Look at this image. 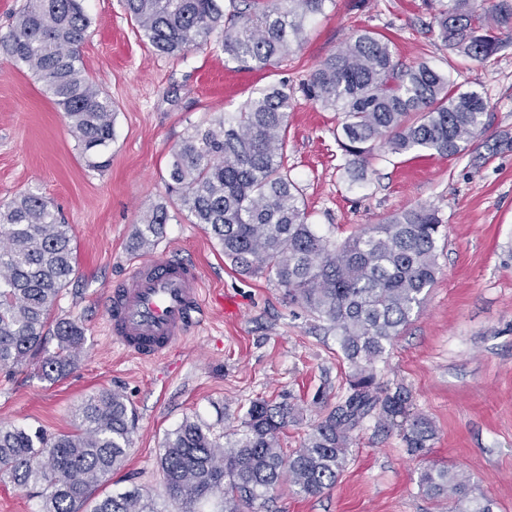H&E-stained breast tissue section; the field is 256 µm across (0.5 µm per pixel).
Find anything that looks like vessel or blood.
I'll use <instances>...</instances> for the list:
<instances>
[{
  "label": "vessel or blood",
  "mask_w": 512,
  "mask_h": 512,
  "mask_svg": "<svg viewBox=\"0 0 512 512\" xmlns=\"http://www.w3.org/2000/svg\"><path fill=\"white\" fill-rule=\"evenodd\" d=\"M206 301L196 264L174 256L139 259L110 293L107 335L140 360L163 358L196 327Z\"/></svg>",
  "instance_id": "b4317fda"
}]
</instances>
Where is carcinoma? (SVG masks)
I'll return each instance as SVG.
<instances>
[{"mask_svg":"<svg viewBox=\"0 0 512 512\" xmlns=\"http://www.w3.org/2000/svg\"><path fill=\"white\" fill-rule=\"evenodd\" d=\"M326 0H124L137 30L160 55H178L214 41L237 64L265 69L300 46L308 16ZM441 39L463 56L489 62L512 33V0H437ZM90 27L81 0H26L0 49L28 68L64 112L93 170L114 135L112 98L85 74L79 47ZM306 91L340 114L336 141L356 174L378 143L395 155L435 151L455 156L484 126L487 103L462 92L427 64L395 60L390 41L357 30L311 74ZM291 98L270 86L237 111L198 128L172 151L167 187L191 223L203 224L234 269L275 277L288 299L325 321L352 373L344 402L318 421L303 444L285 455L278 435L295 421L286 403L250 404L234 438L220 443L210 426L184 421L168 434L160 457L165 489L195 512L201 499L224 495L226 512H257L283 480L300 496L334 486L351 451V432L368 416L398 429L407 451L429 453L432 423L409 416L411 394L377 381L375 364L424 301L437 273L436 244L443 219L435 209H407L339 242L308 222L288 179L287 133ZM169 214L153 209L136 226L149 248L163 237ZM70 226L38 192L0 204V370L40 359L43 378L55 380L74 365L84 328L60 320L57 351L41 357L50 309L71 282L76 250ZM133 412L124 397L100 390L76 407L74 429L0 426V475L41 499V512H82L97 488L124 465ZM426 496L448 501V512H493L472 493L470 479L446 463L418 473ZM91 512H155L139 489L107 495Z\"/></svg>","mask_w":512,"mask_h":512,"instance_id":"1","label":"carcinoma"}]
</instances>
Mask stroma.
I'll return each mask as SVG.
<instances>
[{"instance_id": "35a3bbf8", "label": "stroma", "mask_w": 512, "mask_h": 512, "mask_svg": "<svg viewBox=\"0 0 512 512\" xmlns=\"http://www.w3.org/2000/svg\"><path fill=\"white\" fill-rule=\"evenodd\" d=\"M353 3L327 0L306 20L300 48L257 70L227 61L214 43L178 57L155 54L123 0H84V71L117 106L110 164L100 171L87 167L32 72L0 52V204L37 191L70 224L76 271L51 318L85 330L80 357L57 380L30 364L0 371V426L67 432L82 399L122 394L136 417L132 445L97 497L136 487L157 512H182L165 494L159 466L166 435L182 422L229 436L252 401L285 402L302 410L279 435L289 454L347 394L351 368L325 322L290 302L273 277L236 272L167 188L172 150L187 134L278 84L292 98L288 174L322 235L342 240L418 206L436 208L444 221L436 280L375 366L380 382L410 391L436 436L427 459H415L397 430L367 418L336 485L314 497L281 485L261 512H444L417 484L425 463L438 461L469 475L494 512H512V44L482 64L444 44L427 0H365L358 10ZM359 29L388 38L405 64L427 63L480 93L489 105L485 132L450 157L375 147L364 177L352 179L336 143L338 114L311 100L305 84ZM159 205L170 216L164 237L135 248L136 225ZM164 252L196 263L208 293L237 300L239 311L227 316L207 304L196 331L144 364L110 343L106 301L137 259Z\"/></svg>"}]
</instances>
